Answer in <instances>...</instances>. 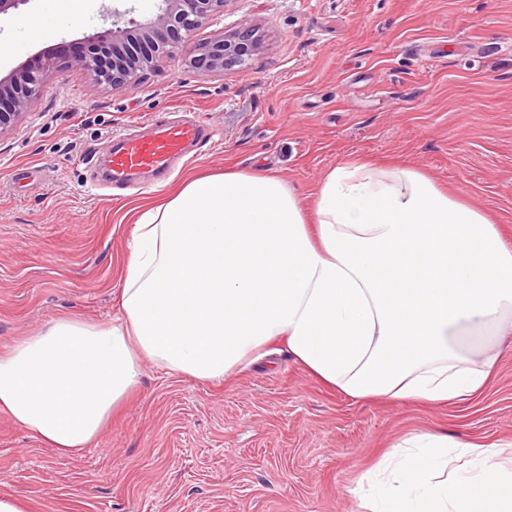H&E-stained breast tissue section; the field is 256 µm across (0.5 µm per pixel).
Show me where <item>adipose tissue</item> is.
<instances>
[{"label":"adipose tissue","instance_id":"obj_1","mask_svg":"<svg viewBox=\"0 0 512 512\" xmlns=\"http://www.w3.org/2000/svg\"><path fill=\"white\" fill-rule=\"evenodd\" d=\"M121 314L51 320L0 354V412L53 448L94 441L142 361L224 378L284 341L349 397L455 403L491 378L512 330V249L485 212L409 167L323 179L313 215L273 172L187 180L143 212ZM503 449L412 435L374 467L367 512H512Z\"/></svg>","mask_w":512,"mask_h":512}]
</instances>
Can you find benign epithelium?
Instances as JSON below:
<instances>
[{
	"label": "benign epithelium",
	"instance_id": "1",
	"mask_svg": "<svg viewBox=\"0 0 512 512\" xmlns=\"http://www.w3.org/2000/svg\"><path fill=\"white\" fill-rule=\"evenodd\" d=\"M233 0H163L154 17L130 19L120 25L121 13L112 12V31L91 33L79 43H62L0 78V135L28 114L32 101L60 63L89 78V90L130 89L147 68L164 57L182 56L185 65L207 73H224L243 66L260 50L258 30L240 22L235 30L204 46L187 49L191 36Z\"/></svg>",
	"mask_w": 512,
	"mask_h": 512
}]
</instances>
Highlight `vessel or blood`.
Listing matches in <instances>:
<instances>
[{
  "instance_id": "1",
  "label": "vessel or blood",
  "mask_w": 512,
  "mask_h": 512,
  "mask_svg": "<svg viewBox=\"0 0 512 512\" xmlns=\"http://www.w3.org/2000/svg\"><path fill=\"white\" fill-rule=\"evenodd\" d=\"M208 136L200 120L158 122L150 134L117 136L109 160L112 182L120 184L138 172H168L175 159Z\"/></svg>"
}]
</instances>
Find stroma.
<instances>
[{
    "instance_id": "stroma-1",
    "label": "stroma",
    "mask_w": 512,
    "mask_h": 512,
    "mask_svg": "<svg viewBox=\"0 0 512 512\" xmlns=\"http://www.w3.org/2000/svg\"><path fill=\"white\" fill-rule=\"evenodd\" d=\"M136 20L160 0H30L0 16V77L61 42ZM40 17L49 38H28ZM260 53L231 73L163 58L130 90L90 94L63 66L30 116L0 137V353L59 316L120 314L140 212L189 175L276 171L305 203L350 160L417 168L484 210L512 245V0H237L196 31L238 20ZM199 117L209 140L166 181L102 180L113 136ZM488 386L446 405L353 399L309 378L283 343L224 379L200 382L143 361L104 433L64 455L0 413V495L27 512H364L368 478L417 433L512 442V334Z\"/></svg>"
}]
</instances>
